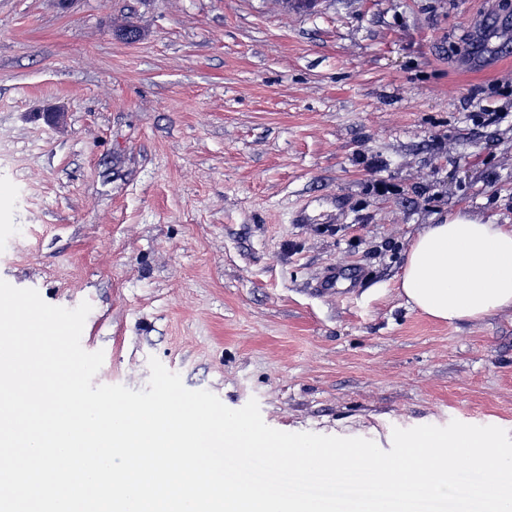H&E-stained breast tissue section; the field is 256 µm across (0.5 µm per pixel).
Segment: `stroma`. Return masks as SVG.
Wrapping results in <instances>:
<instances>
[{"label":"stroma","instance_id":"stroma-1","mask_svg":"<svg viewBox=\"0 0 512 512\" xmlns=\"http://www.w3.org/2000/svg\"><path fill=\"white\" fill-rule=\"evenodd\" d=\"M497 48L512 0H0V279L90 303L97 385L154 357L284 432L512 433V311L451 325L400 289L426 225H512Z\"/></svg>","mask_w":512,"mask_h":512}]
</instances>
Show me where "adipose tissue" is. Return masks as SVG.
Instances as JSON below:
<instances>
[{
	"label": "adipose tissue",
	"mask_w": 512,
	"mask_h": 512,
	"mask_svg": "<svg viewBox=\"0 0 512 512\" xmlns=\"http://www.w3.org/2000/svg\"><path fill=\"white\" fill-rule=\"evenodd\" d=\"M401 288L451 324L512 310V228L460 212L428 225L409 247Z\"/></svg>",
	"instance_id": "obj_1"
}]
</instances>
